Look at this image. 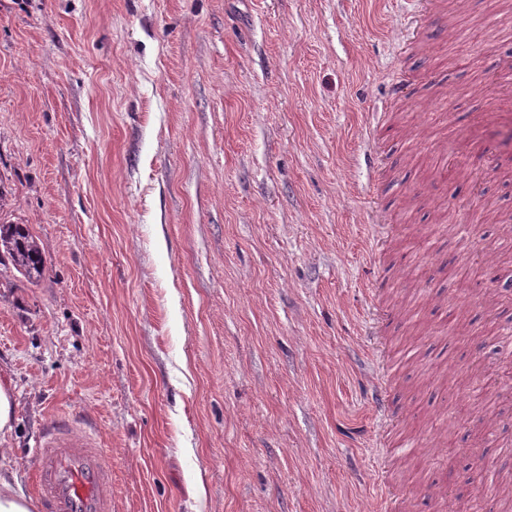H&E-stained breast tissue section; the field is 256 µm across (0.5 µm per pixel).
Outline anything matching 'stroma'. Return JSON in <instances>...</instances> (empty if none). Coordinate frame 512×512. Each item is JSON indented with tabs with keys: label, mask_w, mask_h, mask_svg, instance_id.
<instances>
[{
	"label": "stroma",
	"mask_w": 512,
	"mask_h": 512,
	"mask_svg": "<svg viewBox=\"0 0 512 512\" xmlns=\"http://www.w3.org/2000/svg\"><path fill=\"white\" fill-rule=\"evenodd\" d=\"M510 15L0 0V224L45 259L32 284L0 258L17 491L65 413L112 512H374L378 477L393 512H501Z\"/></svg>",
	"instance_id": "1"
}]
</instances>
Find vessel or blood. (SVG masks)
<instances>
[{
	"label": "vessel or blood",
	"instance_id": "b4317fda",
	"mask_svg": "<svg viewBox=\"0 0 512 512\" xmlns=\"http://www.w3.org/2000/svg\"><path fill=\"white\" fill-rule=\"evenodd\" d=\"M41 512H112V459L91 433L56 417L35 453Z\"/></svg>",
	"mask_w": 512,
	"mask_h": 512
}]
</instances>
